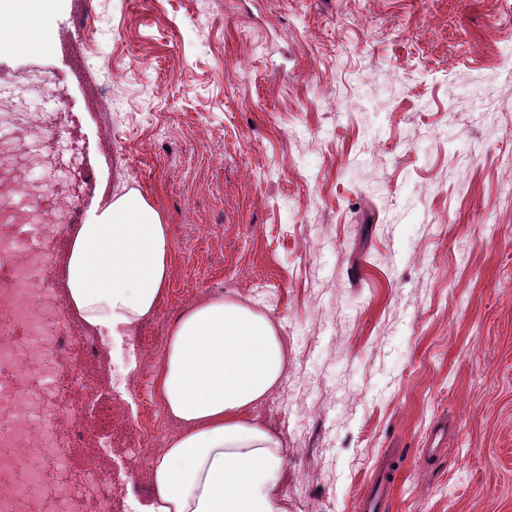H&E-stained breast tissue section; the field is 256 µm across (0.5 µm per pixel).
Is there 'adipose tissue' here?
<instances>
[{
  "mask_svg": "<svg viewBox=\"0 0 512 512\" xmlns=\"http://www.w3.org/2000/svg\"><path fill=\"white\" fill-rule=\"evenodd\" d=\"M164 215L113 196L70 239L66 286L102 338L138 335L171 277ZM287 348L259 309L204 297L172 323L156 392L178 429L156 456L147 512H286L282 442L257 406L286 375Z\"/></svg>",
  "mask_w": 512,
  "mask_h": 512,
  "instance_id": "ef3b65f1",
  "label": "adipose tissue"
}]
</instances>
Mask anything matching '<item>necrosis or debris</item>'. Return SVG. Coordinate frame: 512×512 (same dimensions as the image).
<instances>
[{
	"instance_id": "obj_1",
	"label": "necrosis or debris",
	"mask_w": 512,
	"mask_h": 512,
	"mask_svg": "<svg viewBox=\"0 0 512 512\" xmlns=\"http://www.w3.org/2000/svg\"><path fill=\"white\" fill-rule=\"evenodd\" d=\"M53 239L70 234L76 210L56 182L41 184L36 199ZM26 276L28 258L0 234V512H76L84 481L55 472L67 448L90 430L72 405L80 361L97 343L73 320L53 275Z\"/></svg>"
}]
</instances>
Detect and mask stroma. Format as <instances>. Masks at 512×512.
<instances>
[{
	"mask_svg": "<svg viewBox=\"0 0 512 512\" xmlns=\"http://www.w3.org/2000/svg\"><path fill=\"white\" fill-rule=\"evenodd\" d=\"M24 43L0 84L32 77L0 127L66 114L30 153L76 161L80 219L131 190L170 226L159 308L126 349L85 360L92 430L63 468L127 491L176 426L155 370L176 315L258 303L288 347L259 412L287 458V512H512V0H55L0 14ZM497 91L448 101L459 73ZM146 423L123 439L115 414ZM2 2L12 11H19L26 16H40L47 18L52 11V0H7ZM1 3V4H2ZM395 479H389L387 473L380 475L377 481V487L367 496H363L360 502L359 510L361 512H375L381 498L388 497L394 489Z\"/></svg>",
	"mask_w": 512,
	"mask_h": 512,
	"instance_id": "obj_1",
	"label": "stroma"
}]
</instances>
